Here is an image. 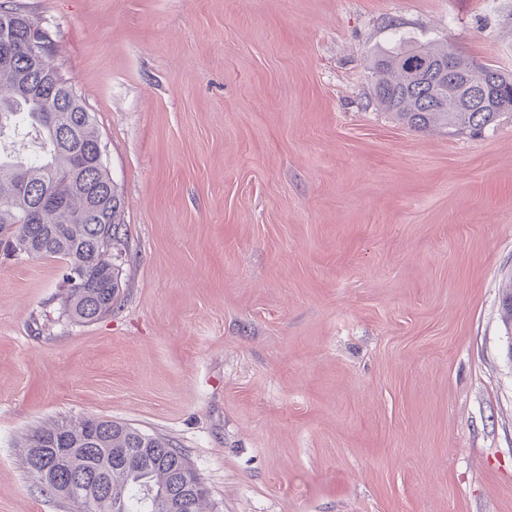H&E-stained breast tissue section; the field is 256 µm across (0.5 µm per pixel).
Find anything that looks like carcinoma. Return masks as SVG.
<instances>
[{"mask_svg": "<svg viewBox=\"0 0 512 512\" xmlns=\"http://www.w3.org/2000/svg\"><path fill=\"white\" fill-rule=\"evenodd\" d=\"M29 16L12 0H0V24L13 31L12 59L0 61V135L21 138L37 129L40 151L26 157L21 147L0 146V254L4 258H58L68 284L66 311L79 323L112 313L121 287L115 258L129 255L127 228L116 221L119 196L106 151L74 85L50 61L33 56ZM454 57L471 70L477 64L452 44L420 45L380 54L374 61V95L386 112L423 132L451 127L480 132L512 112V74L496 71L498 108L456 111L458 86L439 77L440 64ZM56 89L42 97L33 85ZM26 448H43L47 462L57 449H71L69 464L57 470L67 499L82 512H204L203 496L176 505L170 494L188 467L185 457L164 440L111 420L80 419L36 430Z\"/></svg>", "mask_w": 512, "mask_h": 512, "instance_id": "obj_1", "label": "carcinoma"}]
</instances>
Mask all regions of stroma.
Here are the masks:
<instances>
[{"label": "stroma", "mask_w": 512, "mask_h": 512, "mask_svg": "<svg viewBox=\"0 0 512 512\" xmlns=\"http://www.w3.org/2000/svg\"><path fill=\"white\" fill-rule=\"evenodd\" d=\"M107 145L111 315L0 258V512H76L25 444L164 438L209 512H512V113L416 132L372 59L453 42L512 74V0H15Z\"/></svg>", "instance_id": "1"}]
</instances>
